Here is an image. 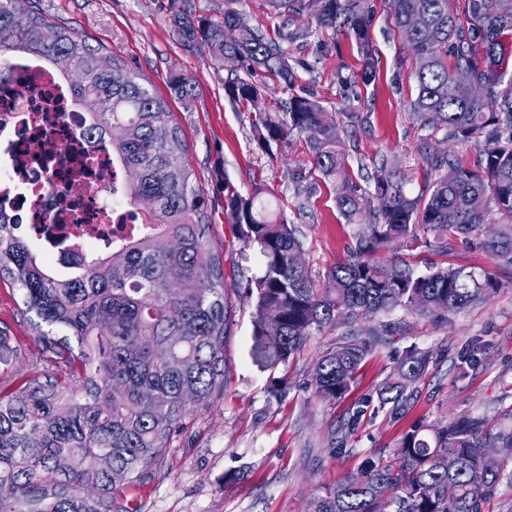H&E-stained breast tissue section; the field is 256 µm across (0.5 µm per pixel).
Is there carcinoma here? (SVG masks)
I'll use <instances>...</instances> for the list:
<instances>
[{"instance_id":"cac0c4a2","label":"carcinoma","mask_w":512,"mask_h":512,"mask_svg":"<svg viewBox=\"0 0 512 512\" xmlns=\"http://www.w3.org/2000/svg\"><path fill=\"white\" fill-rule=\"evenodd\" d=\"M193 0H169V22L181 43L224 64L233 75L224 93L254 109L252 127L262 146L293 134L306 137L312 164L338 188L337 205L353 224L347 256L317 276L305 263L296 230L260 186L242 192L216 174L224 196L227 247L252 249L263 274L243 294L254 299L256 355L269 365L287 364L307 338L339 320L397 309L452 313L500 287L495 276L464 268L382 265L378 252L394 241L416 243L433 235L467 238L488 223L486 197L508 220L484 241L490 255L512 263V0H465L466 23L450 0H392L393 26L415 52L417 95L410 107L423 129L477 139L478 165L448 163L457 179H435L411 197L393 175L374 177V191L350 189L347 161L337 149L336 123L311 96L292 95L283 112L260 107L266 77L290 89L296 75L283 43L304 40L290 28L307 17L322 31L354 39L372 70L369 0H264L281 20L276 37L241 22L237 5L224 0L218 19L198 15ZM28 26L17 30L12 16ZM33 55L66 77L75 101L93 106L85 133L107 137L112 154L131 176L116 190L144 218L133 236L118 239L112 253L76 254L72 273L57 274L8 223L0 196V278L23 296L38 319V361L19 354L0 332V363L19 385L0 387V512H112L117 484L133 483L156 466L186 415L210 405L224 391V345L236 316L224 273L223 248L213 234L208 194L196 184L181 126L165 97L131 64L112 56L98 67L104 48L75 35L45 14L36 0H0V58ZM468 69L481 86L476 96L457 84ZM192 80L174 77L170 95H194ZM67 336L55 337V330ZM77 346H72L69 337ZM372 351L368 340L344 342L317 360L312 385L326 400L342 399ZM427 355L409 350L380 390L392 413L405 410ZM457 449L454 465L438 455ZM512 454V409L490 427L458 418L423 434L403 435L387 458L370 457L311 502L310 512H484L512 472L484 468L490 451ZM485 469V492L475 497L469 475Z\"/></svg>"}]
</instances>
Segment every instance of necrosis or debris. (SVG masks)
I'll return each mask as SVG.
<instances>
[{
    "instance_id": "obj_1",
    "label": "necrosis or debris",
    "mask_w": 512,
    "mask_h": 512,
    "mask_svg": "<svg viewBox=\"0 0 512 512\" xmlns=\"http://www.w3.org/2000/svg\"><path fill=\"white\" fill-rule=\"evenodd\" d=\"M0 80V194L19 224L46 223L36 233L46 256L61 266L80 244L111 247L129 236L127 201L112 186L120 177L108 142L88 138V121L68 83L38 59L17 57Z\"/></svg>"
}]
</instances>
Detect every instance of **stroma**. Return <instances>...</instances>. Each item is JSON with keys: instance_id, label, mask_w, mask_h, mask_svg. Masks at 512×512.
Instances as JSON below:
<instances>
[{"instance_id": "obj_1", "label": "stroma", "mask_w": 512, "mask_h": 512, "mask_svg": "<svg viewBox=\"0 0 512 512\" xmlns=\"http://www.w3.org/2000/svg\"><path fill=\"white\" fill-rule=\"evenodd\" d=\"M369 36L374 73L354 41L344 34L313 31L307 42H292L288 56L297 74L293 91L273 85L266 108L282 107L291 93L311 91L335 121L340 148L359 194H369L379 169L405 180L418 195L434 180L427 158L435 155L474 168L475 139L444 136L421 128L411 116L416 96L414 59L393 31L389 0H371ZM42 9L66 22L78 36L101 45L139 69L159 93L171 76L192 80V100H170L180 124L197 181L213 205L214 233L224 238V198L216 171L241 190L262 185L274 208L295 224L303 259L323 273L344 259L351 227L336 203L338 190L321 181L304 136L265 150L253 138L250 105L224 93L223 65L185 48L169 24L168 0H40ZM315 190L304 196L297 175ZM486 228L469 240L408 246L399 242L379 261L406 262L418 271L432 265L489 269L500 283L486 300L453 313L419 315L396 310L361 316L314 333L288 364L270 369L254 352L252 308L239 302L225 344L229 363L223 395L186 416L160 465L141 481L122 487L120 506L136 512H308L311 499L345 475L357 473L366 458L392 455L414 428L430 429L461 417L497 422L512 407V265L492 259L483 242ZM37 318L28 313L18 288L0 279V331L17 351L37 358ZM368 338L373 351L361 363L345 398L328 401L310 386L318 358L338 343ZM429 362L417 394L405 412L380 406L379 390L409 348ZM342 453L330 451V444Z\"/></svg>"}]
</instances>
